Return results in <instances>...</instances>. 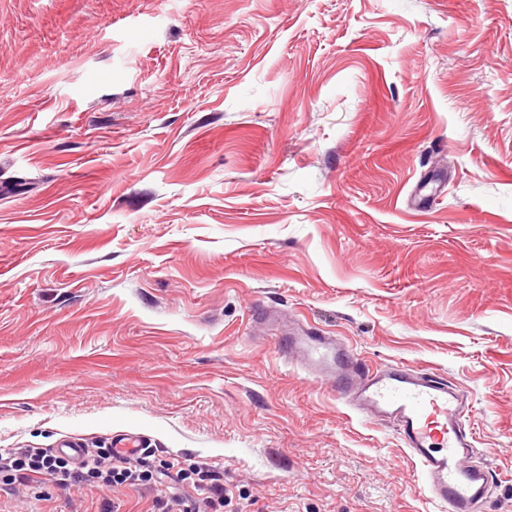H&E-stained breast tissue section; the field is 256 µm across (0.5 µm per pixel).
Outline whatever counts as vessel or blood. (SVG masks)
Listing matches in <instances>:
<instances>
[{
	"label": "vessel or blood",
	"mask_w": 512,
	"mask_h": 512,
	"mask_svg": "<svg viewBox=\"0 0 512 512\" xmlns=\"http://www.w3.org/2000/svg\"><path fill=\"white\" fill-rule=\"evenodd\" d=\"M283 350L318 377L346 405L390 424L419 469L424 488L443 512H474L486 499L487 470L468 465L471 434L462 424L460 391L440 373L403 364L373 366L333 336L302 331L283 337Z\"/></svg>",
	"instance_id": "1"
}]
</instances>
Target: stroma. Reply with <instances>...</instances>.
Instances as JSON below:
<instances>
[{
    "label": "stroma",
    "instance_id": "1",
    "mask_svg": "<svg viewBox=\"0 0 512 512\" xmlns=\"http://www.w3.org/2000/svg\"><path fill=\"white\" fill-rule=\"evenodd\" d=\"M295 325L453 380L512 512V0H0V452L136 435L224 512H439ZM109 504L151 502L0 491Z\"/></svg>",
    "mask_w": 512,
    "mask_h": 512
}]
</instances>
